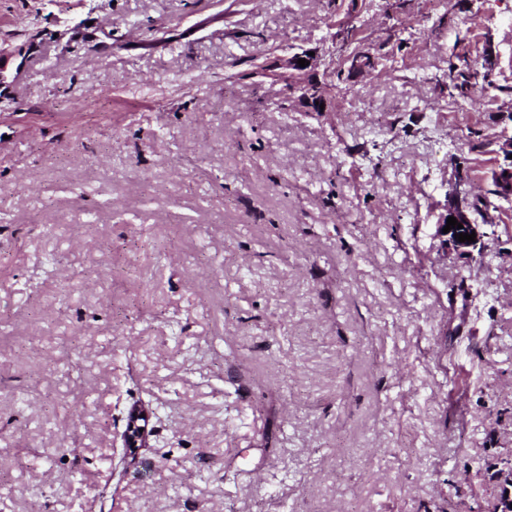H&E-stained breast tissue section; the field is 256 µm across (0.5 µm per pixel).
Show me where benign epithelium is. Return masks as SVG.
I'll return each mask as SVG.
<instances>
[{"label":"benign epithelium","instance_id":"benign-epithelium-1","mask_svg":"<svg viewBox=\"0 0 512 512\" xmlns=\"http://www.w3.org/2000/svg\"><path fill=\"white\" fill-rule=\"evenodd\" d=\"M305 59L309 65L301 67L298 60ZM330 62L325 52L318 47H292L282 49V54L274 57L261 71V76L275 82L284 84L289 91L296 95L300 107L313 112L320 111V105L328 103L333 84L327 80ZM451 205L448 215L453 216L463 225V228H453L443 232L444 225H437V232L449 237L453 244L461 249H474L478 242H460L455 235L472 233L477 229L467 213L468 193L455 186L449 194ZM153 409L138 405L130 408L126 416V426L123 433L124 446L132 454L148 445L150 430L148 429ZM481 512H512V496L504 494L489 499Z\"/></svg>","mask_w":512,"mask_h":512}]
</instances>
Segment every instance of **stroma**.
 Returning <instances> with one entry per match:
<instances>
[{
  "instance_id": "obj_1",
  "label": "stroma",
  "mask_w": 512,
  "mask_h": 512,
  "mask_svg": "<svg viewBox=\"0 0 512 512\" xmlns=\"http://www.w3.org/2000/svg\"><path fill=\"white\" fill-rule=\"evenodd\" d=\"M321 44L374 65L302 112L259 69ZM510 137L512 0H0V512H478ZM461 184L458 183L455 188L452 190V192L449 194V199L451 202V205L448 207V215L445 216L443 220V224H437V232L447 237L446 241L448 242V236L450 240L453 242V244L457 248L461 249H475L478 245L479 241V234L477 231L478 224H474L471 218H469L467 213V201H468V193L464 190L460 189ZM453 216L456 218L458 223H461L463 225L462 229H458V226L455 225V228H452L447 233H443V229L446 226V222L448 217ZM472 230H475L476 238L475 242L469 243L468 241L465 242H459L458 238H455V234L460 233H468L469 235L472 234ZM153 415L154 410L148 406L138 405L128 410L123 440L129 454L135 453L138 448L147 447L150 433L148 426Z\"/></svg>"
}]
</instances>
